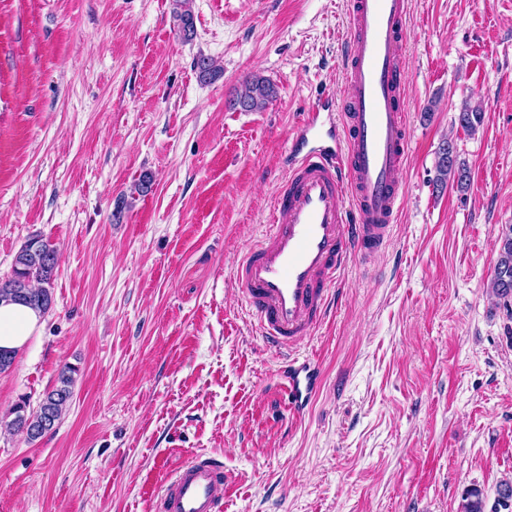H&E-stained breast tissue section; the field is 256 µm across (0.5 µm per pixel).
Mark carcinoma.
Returning a JSON list of instances; mask_svg holds the SVG:
<instances>
[{
    "label": "carcinoma",
    "instance_id": "carcinoma-1",
    "mask_svg": "<svg viewBox=\"0 0 512 512\" xmlns=\"http://www.w3.org/2000/svg\"><path fill=\"white\" fill-rule=\"evenodd\" d=\"M276 96L274 84L258 74L244 82L242 91L229 102V107L246 112H260ZM459 125L474 132L482 123V113L465 105L458 114ZM434 185L446 187L449 181L463 185L469 178L465 163L458 160L454 142L444 141L437 151ZM58 272L57 249L38 237L28 240L16 254L11 276L0 280V301H20L41 313L50 310L52 283ZM493 292L500 298L512 296V233L503 239L491 281ZM75 368L65 365L58 374V385L47 392L38 408L27 411L26 402L16 404L7 427L26 433L29 440L40 438L66 411L72 397ZM460 512H485L481 489L472 487L462 497Z\"/></svg>",
    "mask_w": 512,
    "mask_h": 512
}]
</instances>
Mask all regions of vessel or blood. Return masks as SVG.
<instances>
[{
	"instance_id": "b4317fda",
	"label": "vessel or blood",
	"mask_w": 512,
	"mask_h": 512,
	"mask_svg": "<svg viewBox=\"0 0 512 512\" xmlns=\"http://www.w3.org/2000/svg\"><path fill=\"white\" fill-rule=\"evenodd\" d=\"M408 0H349L342 37L346 95L312 106L288 153L270 230L239 262L235 280L263 340L290 350L321 323L338 277L384 248L396 223L410 135L402 100ZM337 108L340 130L317 139ZM321 370L283 360L277 372L292 416L315 394ZM231 484L222 461L194 458L161 489L162 512H222Z\"/></svg>"
}]
</instances>
